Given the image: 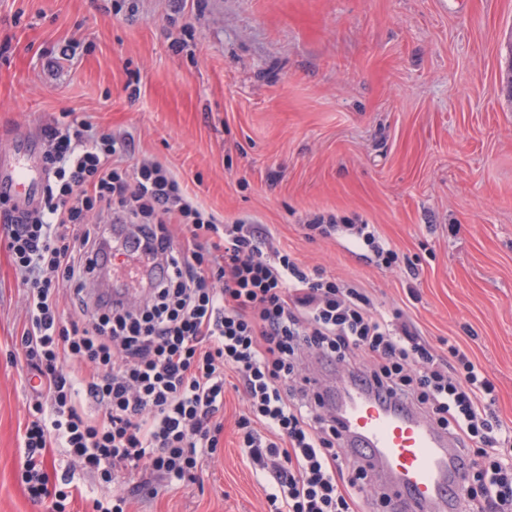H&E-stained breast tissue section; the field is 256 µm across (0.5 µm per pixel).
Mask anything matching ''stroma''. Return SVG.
<instances>
[{
  "mask_svg": "<svg viewBox=\"0 0 512 512\" xmlns=\"http://www.w3.org/2000/svg\"><path fill=\"white\" fill-rule=\"evenodd\" d=\"M511 73L512 0H0V148L67 118L128 135L221 222L467 350L512 427ZM327 212L397 262L308 236ZM24 292L0 240V512H53L19 475ZM246 411L227 389L217 452L128 512H269Z\"/></svg>",
  "mask_w": 512,
  "mask_h": 512,
  "instance_id": "stroma-1",
  "label": "stroma"
}]
</instances>
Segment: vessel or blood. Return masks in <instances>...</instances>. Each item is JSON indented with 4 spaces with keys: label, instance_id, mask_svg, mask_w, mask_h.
<instances>
[{
    "label": "vessel or blood",
    "instance_id": "1",
    "mask_svg": "<svg viewBox=\"0 0 512 512\" xmlns=\"http://www.w3.org/2000/svg\"><path fill=\"white\" fill-rule=\"evenodd\" d=\"M45 180L38 137L18 135L0 151V192L17 211L40 205ZM336 417L346 447L385 481L398 512H455L462 476L446 433L360 387L344 395Z\"/></svg>",
    "mask_w": 512,
    "mask_h": 512
}]
</instances>
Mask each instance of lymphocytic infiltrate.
Listing matches in <instances>:
<instances>
[{
	"label": "lymphocytic infiltrate",
	"mask_w": 512,
	"mask_h": 512,
	"mask_svg": "<svg viewBox=\"0 0 512 512\" xmlns=\"http://www.w3.org/2000/svg\"><path fill=\"white\" fill-rule=\"evenodd\" d=\"M42 140L41 207L21 213L0 199V234L26 286L32 404L20 453L31 500L54 498L63 512L79 471L136 474L141 491L189 477L219 446L231 372L249 403L241 448L272 479L271 512H383L389 497L366 502L369 475L306 374L317 362L448 433L468 512H512V460L498 452L512 429L467 352L452 343L439 355L363 289L300 267L258 228L220 224L163 164L127 165L126 137L82 120L46 126ZM316 229L345 233L383 265L397 259L374 225ZM119 255L139 270L138 299L100 289ZM65 287L83 323H66ZM53 448L69 457L64 471L48 463Z\"/></svg>",
	"instance_id": "1"
}]
</instances>
